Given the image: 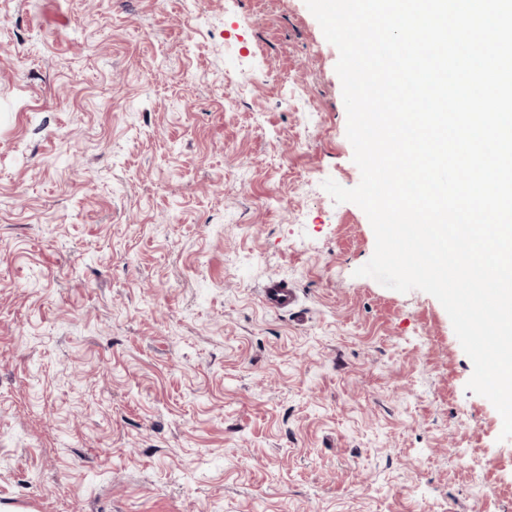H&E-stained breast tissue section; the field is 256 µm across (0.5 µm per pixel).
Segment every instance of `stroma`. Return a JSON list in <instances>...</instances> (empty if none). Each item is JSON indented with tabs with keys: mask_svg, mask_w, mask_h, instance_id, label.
<instances>
[{
	"mask_svg": "<svg viewBox=\"0 0 512 512\" xmlns=\"http://www.w3.org/2000/svg\"><path fill=\"white\" fill-rule=\"evenodd\" d=\"M338 59L305 0H0V512H512L446 310L355 274ZM296 298V288L284 280H269L262 289L263 303L273 310H288Z\"/></svg>",
	"mask_w": 512,
	"mask_h": 512,
	"instance_id": "obj_1",
	"label": "stroma"
}]
</instances>
